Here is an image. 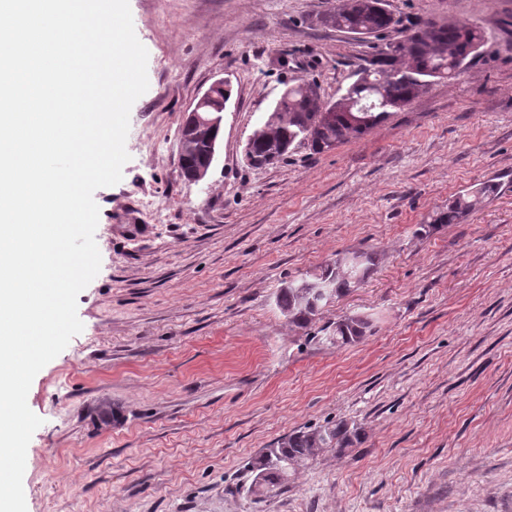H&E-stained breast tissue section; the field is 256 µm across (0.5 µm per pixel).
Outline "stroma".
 Returning a JSON list of instances; mask_svg holds the SVG:
<instances>
[{
    "mask_svg": "<svg viewBox=\"0 0 512 512\" xmlns=\"http://www.w3.org/2000/svg\"><path fill=\"white\" fill-rule=\"evenodd\" d=\"M342 0H129L148 51L117 185L94 193L101 269L83 331L35 376L27 512H512V0H385L378 36L323 26ZM487 42L358 139L254 168L253 131L292 80L338 99L412 25ZM229 80L217 158L187 182L184 116ZM495 196L436 223L480 183ZM376 266L308 326L279 288L337 253ZM374 333L324 337L346 316ZM116 419L102 420V407ZM362 433L262 497L249 462L281 437Z\"/></svg>",
    "mask_w": 512,
    "mask_h": 512,
    "instance_id": "1",
    "label": "stroma"
}]
</instances>
